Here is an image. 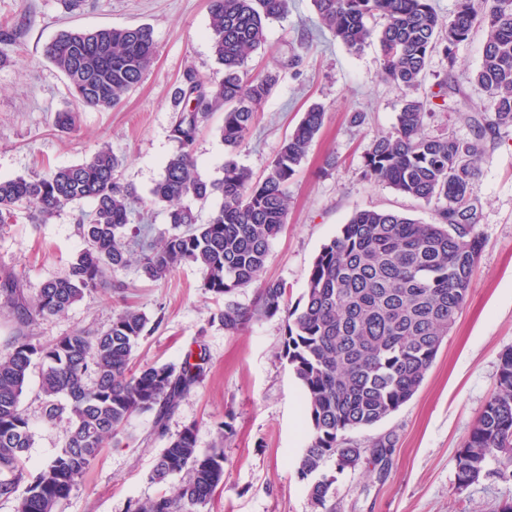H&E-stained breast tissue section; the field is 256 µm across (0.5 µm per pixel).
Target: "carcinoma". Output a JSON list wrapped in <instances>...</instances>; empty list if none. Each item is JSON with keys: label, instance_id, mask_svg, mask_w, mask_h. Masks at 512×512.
I'll return each mask as SVG.
<instances>
[{"label": "carcinoma", "instance_id": "cac0c4a2", "mask_svg": "<svg viewBox=\"0 0 512 512\" xmlns=\"http://www.w3.org/2000/svg\"><path fill=\"white\" fill-rule=\"evenodd\" d=\"M319 22L349 49L360 52L372 39L380 51L379 74L403 93L391 130L364 155L368 179L436 203L434 221L357 209L340 233L325 244L310 270L303 305L288 310L286 287L261 280L270 242L288 223V183L324 124L326 107L308 106L283 141L267 173L253 180L234 158L253 128L254 113L278 83L274 72L249 74V55L266 41L267 25L280 18L288 0H209L210 38L222 78L208 83L192 68L174 92L173 137L178 149L143 200L121 181L122 159L102 146L71 166L0 179V223H43L57 212L89 200L90 213L77 218L84 248L63 278L45 281L27 298L17 276L0 279V314L20 326L0 347V499L16 501V512H62L77 481L100 452L136 415L151 413L155 431L167 437L150 479L178 484L155 497L129 501L127 512H204L224 483V450L197 448L196 425L167 436V422L205 374L207 354L180 366L131 367L135 346L150 319L132 306L112 317L97 334L77 328L51 343L25 328L39 318L59 316L100 288H124L121 271L136 264L153 282L182 265L203 273V286L228 295L256 285L251 305L229 302L218 315L224 329L238 332L260 317L283 316L279 358L302 386L307 441L299 457L305 477L333 459L355 464L360 449L346 434L371 427L410 400L464 307L482 248L473 233L477 207L471 181L486 144L512 127V0H458L442 20L433 0H313ZM381 19L375 29L368 20ZM486 30L479 68L451 76L453 91L463 84L487 98L483 112L467 116L473 137L428 136L423 126L427 101L414 95L431 54L442 48L448 70L456 49L477 28ZM147 26L64 30L43 47V56L70 83L85 107L110 108L138 85L154 61ZM224 111L220 127L227 153L222 176L205 181L196 173L193 146L201 124ZM221 203L209 220L197 223L192 205L213 195ZM165 207L169 228L157 243L151 228L134 223L137 210ZM40 367L39 397L46 417L68 421L65 444L44 467L28 466L32 431L22 407L29 373ZM498 474L512 479V348L499 357L496 388L456 454L457 488L478 481L489 459ZM330 483L309 488L313 504L327 507Z\"/></svg>", "mask_w": 512, "mask_h": 512}]
</instances>
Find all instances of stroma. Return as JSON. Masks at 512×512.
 <instances>
[{
	"instance_id": "1",
	"label": "stroma",
	"mask_w": 512,
	"mask_h": 512,
	"mask_svg": "<svg viewBox=\"0 0 512 512\" xmlns=\"http://www.w3.org/2000/svg\"><path fill=\"white\" fill-rule=\"evenodd\" d=\"M22 18L17 43L0 42L8 56L0 66V178L25 176L37 162L51 168L84 161L100 146L111 145L125 157L123 182L142 197L160 179L167 158L178 148L172 136L173 91L185 69L207 80L222 76L212 52L208 0H87L83 9L65 10L62 0H0V15ZM149 25L156 47L154 63L142 83L109 109L81 108L75 130L54 124L57 112L74 107L69 82L43 56L59 31ZM379 46L350 51L322 28L311 0H290L288 12L269 23L265 44L253 52L252 73L276 70L279 84L258 112L236 160L254 177L264 175L284 138L307 107L324 102V124L289 185L288 222L271 242L263 279L287 288L289 308L303 301L310 269L322 247L358 209L375 208L432 223L433 205L367 179L363 157L373 140L393 125L402 93L379 74ZM448 63L434 53L417 91L427 99L431 135L471 137L465 116L483 110L484 94L463 85L437 99L447 81ZM361 123H353L354 113ZM223 113L210 116L194 144L198 175L221 176L226 149L219 127ZM336 165L320 168L327 156ZM471 183L478 205L475 231L484 241L474 267L468 300L417 393L375 426L351 432L362 449L346 468L327 462L321 473L331 484L329 506L336 512H493L512 500V482L495 476L488 461L478 481L457 489L456 454L496 385L500 354L512 348V132L487 146ZM65 208L45 224L0 227V274L23 277L29 296L42 284L64 276L84 246L77 232L78 210ZM130 303L156 328L135 350L136 365L180 364L188 352L206 346L203 380L180 403L170 433L196 424L197 446L224 449V484L209 512H318L309 497L310 479L301 477L298 460L305 439L300 431L301 387L279 352L282 316L259 318L246 329L225 331L216 316L225 302L250 305L254 286L222 297L207 292L201 270L178 269L162 282L146 280L137 266L120 274ZM119 305L111 291L100 290L62 316L37 321V341L49 343L74 327L106 328ZM39 373L31 371L22 397L33 433L28 450L32 467L51 461L62 448L68 425L48 422L38 397ZM226 421L234 434L218 440L215 425ZM391 441L384 461L372 455L376 442ZM163 443L153 431V416L127 422L119 442L104 448L72 490L65 512H125L128 500L156 496L149 479Z\"/></svg>"
}]
</instances>
